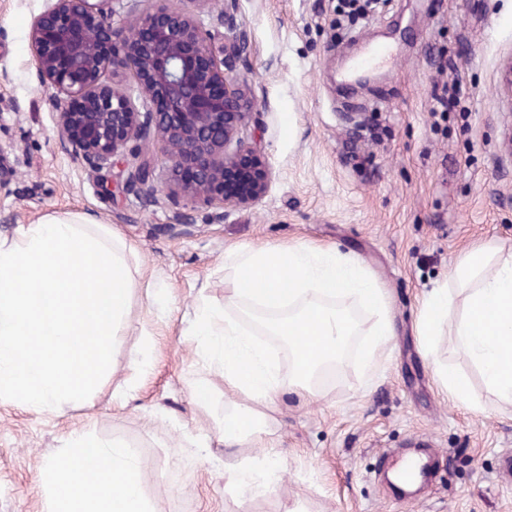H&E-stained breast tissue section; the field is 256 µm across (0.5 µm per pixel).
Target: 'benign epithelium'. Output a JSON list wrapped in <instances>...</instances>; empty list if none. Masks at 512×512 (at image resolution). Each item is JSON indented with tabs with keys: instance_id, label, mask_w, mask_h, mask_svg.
<instances>
[{
	"instance_id": "obj_1",
	"label": "benign epithelium",
	"mask_w": 512,
	"mask_h": 512,
	"mask_svg": "<svg viewBox=\"0 0 512 512\" xmlns=\"http://www.w3.org/2000/svg\"><path fill=\"white\" fill-rule=\"evenodd\" d=\"M175 2L132 0L126 10L124 0H45L29 44L38 84L52 89L64 148L92 173L118 169L129 192L150 201L164 192L180 206L173 219L181 224L187 208L222 218L258 203L275 171L251 85L238 70L249 53L238 0L219 9L209 0ZM144 144L163 160L160 186ZM24 163V154L0 144V193Z\"/></svg>"
}]
</instances>
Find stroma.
I'll list each match as a JSON object with an SVG mask.
<instances>
[{
	"label": "stroma",
	"mask_w": 512,
	"mask_h": 512,
	"mask_svg": "<svg viewBox=\"0 0 512 512\" xmlns=\"http://www.w3.org/2000/svg\"><path fill=\"white\" fill-rule=\"evenodd\" d=\"M340 0H239L251 42L244 70L258 103L263 148L276 177L260 202L215 219L192 211L177 225L166 199L148 205L94 174L60 146L39 87L29 30L43 0H0V142L26 154L0 197V237L48 213H80L109 225L138 252L139 283L129 326L91 403L35 412L0 402V512H47L43 473L72 433L135 448L150 512H512V412L499 408L478 368L452 342L464 310L455 296L433 355L417 336L423 298L442 287L469 248L512 253V157L502 141L512 101L499 72L512 55V0H380L347 26ZM394 43L398 55L353 88L341 74L366 44ZM447 45L450 68L436 48ZM457 86L468 112L440 117L434 85ZM19 101L21 113L7 107ZM351 112L366 113L360 127ZM285 243L330 246L358 261L382 289L394 337L373 369L355 337L318 395L283 388L254 448L224 444V371L203 360L186 331L198 308L223 309L232 247ZM156 284L159 300L143 286ZM150 365L130 358L142 332ZM464 375L480 409L440 391L433 362ZM209 395L195 397L199 384ZM440 455L433 488L402 496L378 481L379 457L416 438ZM270 477L258 494L229 482L239 464Z\"/></svg>",
	"instance_id": "stroma-1"
}]
</instances>
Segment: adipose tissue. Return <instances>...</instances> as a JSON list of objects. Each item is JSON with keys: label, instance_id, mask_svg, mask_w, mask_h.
Masks as SVG:
<instances>
[{"label": "adipose tissue", "instance_id": "adipose-tissue-1", "mask_svg": "<svg viewBox=\"0 0 512 512\" xmlns=\"http://www.w3.org/2000/svg\"><path fill=\"white\" fill-rule=\"evenodd\" d=\"M234 278L224 295V309H201L191 328L201 356L224 367V385L250 405L224 412V441L246 446L262 441L265 411L283 385L314 394L324 368L340 362L352 336L365 333L366 366L394 335L384 295L368 272L334 248L302 244L228 251ZM463 294L465 308L453 330L456 348L480 369L487 387L512 407V255L494 247L468 250L448 270L446 287L423 302L417 336L425 353L448 315L452 293ZM351 298L367 309L370 320L359 329L330 300ZM265 315L268 335L287 343L293 370L281 381L268 354L250 338L238 315ZM139 461L133 448L107 445L91 432L74 433L69 449L48 467L49 512H148L138 481ZM111 477L99 494H86L88 480Z\"/></svg>", "mask_w": 512, "mask_h": 512}]
</instances>
